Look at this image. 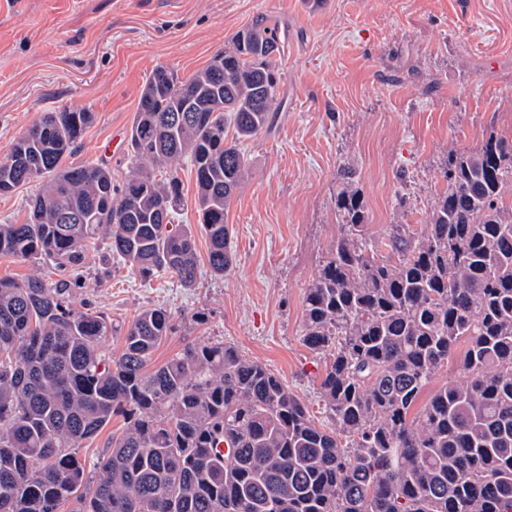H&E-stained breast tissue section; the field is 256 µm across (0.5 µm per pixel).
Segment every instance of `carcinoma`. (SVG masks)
I'll return each instance as SVG.
<instances>
[{
  "label": "carcinoma",
  "instance_id": "obj_1",
  "mask_svg": "<svg viewBox=\"0 0 512 512\" xmlns=\"http://www.w3.org/2000/svg\"><path fill=\"white\" fill-rule=\"evenodd\" d=\"M284 49L256 16L212 66L145 78L123 182L65 163L91 113H45L0 164V193L34 181L24 224H0V255L66 277L0 280V512H512V138L448 155L415 230L368 233L355 172L336 193L338 235L303 301V342L328 355L319 393L331 425L264 364L200 341L160 366L175 321L146 308L110 356L102 313L72 307L88 244L144 281L197 282L193 230L173 163L188 158L216 276L235 263L228 211L249 167L244 142L271 124ZM467 382L430 389L459 344ZM121 416L91 470L78 448Z\"/></svg>",
  "mask_w": 512,
  "mask_h": 512
}]
</instances>
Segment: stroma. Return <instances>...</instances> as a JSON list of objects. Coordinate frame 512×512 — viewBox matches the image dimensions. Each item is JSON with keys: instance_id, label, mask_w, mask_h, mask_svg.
Instances as JSON below:
<instances>
[{"instance_id": "1", "label": "stroma", "mask_w": 512, "mask_h": 512, "mask_svg": "<svg viewBox=\"0 0 512 512\" xmlns=\"http://www.w3.org/2000/svg\"><path fill=\"white\" fill-rule=\"evenodd\" d=\"M260 14L286 47L272 126L247 143L228 213L235 264L211 274L200 233L195 287L144 282L103 237L72 301L118 327L164 306L179 330L153 365L224 341L324 424L326 358L302 343V304L336 240L340 172L355 169L381 239L423 223L449 154L512 136V0H0V158L44 113L83 109L92 121L73 162L107 163L123 180L127 151L109 145L126 138L146 76L158 65L192 75Z\"/></svg>"}]
</instances>
